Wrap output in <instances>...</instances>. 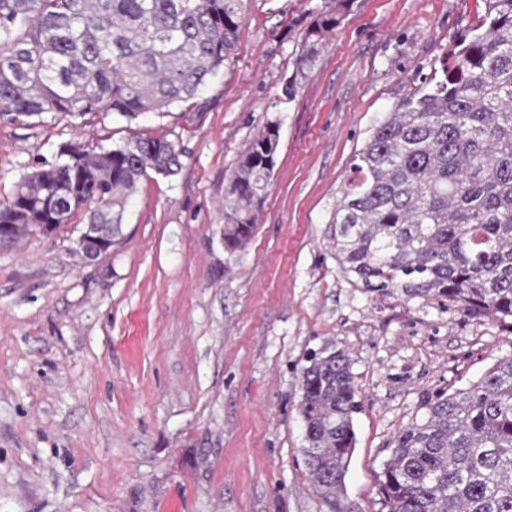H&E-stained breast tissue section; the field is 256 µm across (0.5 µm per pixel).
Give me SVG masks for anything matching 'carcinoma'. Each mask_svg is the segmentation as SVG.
Listing matches in <instances>:
<instances>
[{
  "label": "carcinoma",
  "instance_id": "1",
  "mask_svg": "<svg viewBox=\"0 0 512 512\" xmlns=\"http://www.w3.org/2000/svg\"><path fill=\"white\" fill-rule=\"evenodd\" d=\"M398 102L353 158L331 223L341 270L378 297L512 318V0ZM243 0H0V121L46 113L133 120L192 105L234 50ZM338 18L307 28L312 61ZM279 132L265 126L224 188V244L246 246L274 174ZM56 162L0 205L14 240L79 217L121 232L141 179L177 174L165 137L111 148L59 147ZM298 412L308 479L328 503L344 493L361 411L348 353L307 357ZM378 492L386 512H512V355L440 393L389 443Z\"/></svg>",
  "mask_w": 512,
  "mask_h": 512
}]
</instances>
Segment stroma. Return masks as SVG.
<instances>
[{"instance_id": "1", "label": "stroma", "mask_w": 512, "mask_h": 512, "mask_svg": "<svg viewBox=\"0 0 512 512\" xmlns=\"http://www.w3.org/2000/svg\"><path fill=\"white\" fill-rule=\"evenodd\" d=\"M325 11L340 22L304 63ZM485 12V0H244L199 108L0 123V201L65 143L153 135L182 152L176 175L141 180L99 263L73 256L74 223L0 249V512H333L306 476L298 414L301 370L330 343L362 403L341 508L385 512L390 441L512 354V319L357 288L330 221L374 126ZM270 122L274 174L252 238L231 250L224 187Z\"/></svg>"}]
</instances>
